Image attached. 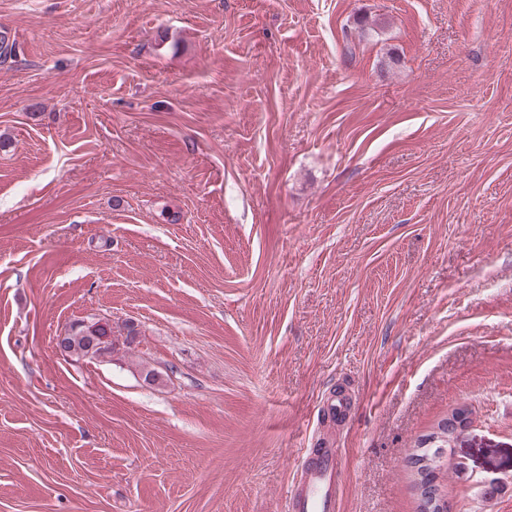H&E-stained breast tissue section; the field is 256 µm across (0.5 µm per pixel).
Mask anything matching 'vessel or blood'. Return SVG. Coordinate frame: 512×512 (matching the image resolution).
Segmentation results:
<instances>
[{
    "mask_svg": "<svg viewBox=\"0 0 512 512\" xmlns=\"http://www.w3.org/2000/svg\"><path fill=\"white\" fill-rule=\"evenodd\" d=\"M350 412L351 401L343 394L328 398L323 404V415L333 420H346ZM340 466L341 452L336 448H320L299 458V478L288 491V512H333Z\"/></svg>",
    "mask_w": 512,
    "mask_h": 512,
    "instance_id": "b4317fda",
    "label": "vessel or blood"
}]
</instances>
